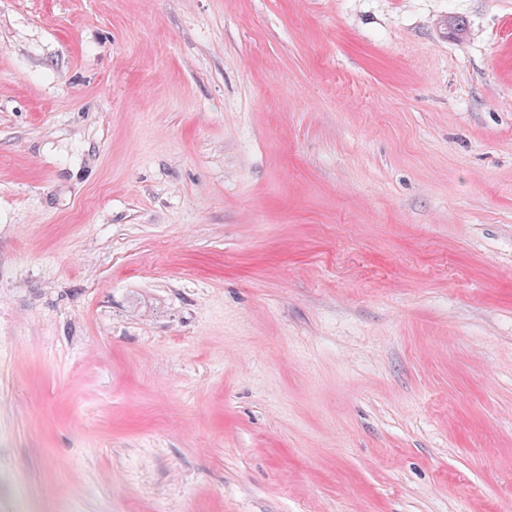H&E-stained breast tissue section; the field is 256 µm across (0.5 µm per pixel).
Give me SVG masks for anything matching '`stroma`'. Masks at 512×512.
<instances>
[{
	"mask_svg": "<svg viewBox=\"0 0 512 512\" xmlns=\"http://www.w3.org/2000/svg\"><path fill=\"white\" fill-rule=\"evenodd\" d=\"M0 512H512V0H0Z\"/></svg>",
	"mask_w": 512,
	"mask_h": 512,
	"instance_id": "stroma-1",
	"label": "stroma"
}]
</instances>
